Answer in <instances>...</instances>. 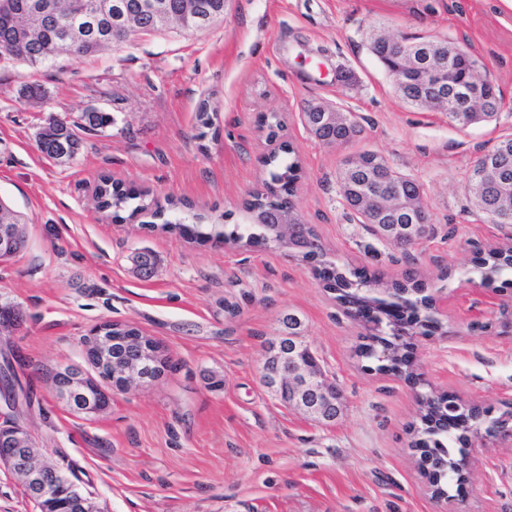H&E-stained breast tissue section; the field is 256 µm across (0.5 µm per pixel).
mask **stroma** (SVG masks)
<instances>
[{
	"label": "stroma",
	"instance_id": "obj_1",
	"mask_svg": "<svg viewBox=\"0 0 512 512\" xmlns=\"http://www.w3.org/2000/svg\"><path fill=\"white\" fill-rule=\"evenodd\" d=\"M376 34L466 46L500 94L497 117L462 129L405 103L370 50ZM315 102L361 116L358 140L321 144L302 118ZM93 110L112 123L82 133L73 160L40 153L49 122ZM510 134L512 10L501 0H228L205 29L136 33L88 57L31 67L0 54V200L28 237L0 264V307L19 315L0 323V360L30 389L24 423L104 512H512V440L478 439L467 479L444 499L415 448L420 391L512 409V272L479 275L490 251L512 249V224L491 223L466 190L477 158ZM282 142L302 166L300 219L327 259L385 285L415 271L438 298V329L412 338L424 389L359 355L368 326L344 313L319 261L169 227L177 215L247 223ZM360 150L423 188L432 228L409 251L376 240L340 196L341 162ZM105 178L145 211H98ZM144 250L157 259L149 279L134 270ZM288 312L344 394L332 425L261 382ZM106 321L159 342L169 366L151 386L114 392L99 415L69 412L46 376L85 364L84 342Z\"/></svg>",
	"mask_w": 512,
	"mask_h": 512
}]
</instances>
